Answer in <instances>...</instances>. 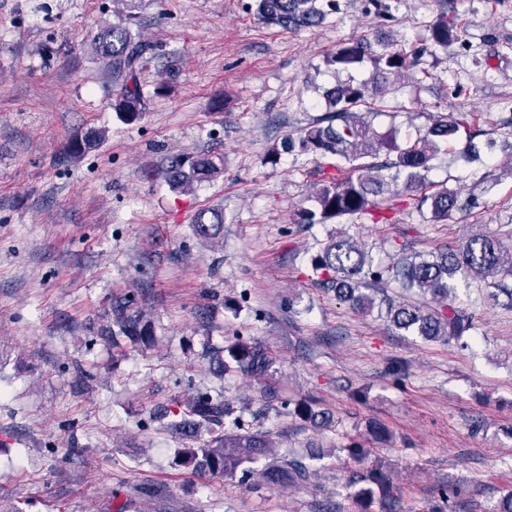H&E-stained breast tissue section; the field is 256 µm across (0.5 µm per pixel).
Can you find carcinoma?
<instances>
[{
    "label": "carcinoma",
    "mask_w": 512,
    "mask_h": 512,
    "mask_svg": "<svg viewBox=\"0 0 512 512\" xmlns=\"http://www.w3.org/2000/svg\"><path fill=\"white\" fill-rule=\"evenodd\" d=\"M125 14L103 28L93 39L91 50L108 66L112 82L120 92L112 110L127 122H135L146 110L141 92L143 62L152 47L134 33L138 13L134 0H119ZM258 20L268 27L313 29L340 10L339 0H251ZM463 27L448 22V9L440 10L428 27V37L417 44L381 43L363 39L339 45L326 59L336 72H350L370 63L375 74L384 77L409 71L436 47L446 48L462 39ZM377 94L353 77L336 83L323 93L325 111L314 118L298 138L288 137L282 148L290 153L341 158L348 164L339 178L324 181L316 190L317 207L301 211V224H327L343 216L371 215L375 224L391 219L388 202L394 197L399 179L403 188L421 192L420 204L429 205L431 221L446 224L458 209V193L428 181L431 161L448 152V143L463 126L451 113H438L430 127L405 142L378 137L360 111L373 110ZM103 132L90 130L71 141L69 155L79 158L99 145ZM224 174V157L210 153L184 154L172 158L164 175L175 190L211 182ZM194 233L205 243L224 241V213L204 208L193 219ZM308 262L314 282L360 310H384L386 321L396 330L412 332L424 341H458L473 328L472 317L455 303L451 281L493 279L492 287L512 307V247L494 233L479 232L454 251L420 253L399 248L387 265L374 262L369 251L346 231H338L319 244ZM406 292L399 299L388 294L391 284ZM111 320L106 335L113 343L124 337L133 345L147 348L155 341L154 325L133 308V301L121 298L110 304ZM210 365L219 373L230 369L245 376L264 378L273 367L270 353L258 342L234 337L222 349L209 352ZM174 414L181 417L177 430L187 438L208 428L209 438L198 447L178 450V465L193 474L233 478L250 472V464L274 455L271 434L256 429L242 416L233 415L221 394H204ZM293 414L315 429L332 427L333 417L315 409L311 400L294 402ZM308 477L306 466L296 460H274L262 472L264 483L277 489ZM354 512H397L396 497L387 467L377 462L357 478Z\"/></svg>",
    "instance_id": "obj_1"
}]
</instances>
